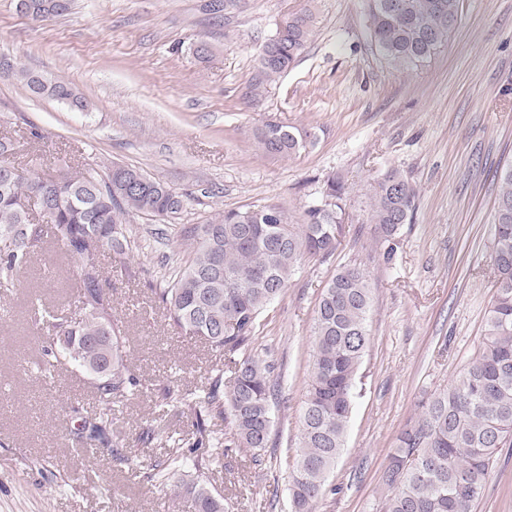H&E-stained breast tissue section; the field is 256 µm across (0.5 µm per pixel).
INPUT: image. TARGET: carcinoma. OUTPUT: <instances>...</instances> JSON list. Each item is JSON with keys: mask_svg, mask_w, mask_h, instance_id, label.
I'll return each mask as SVG.
<instances>
[{"mask_svg": "<svg viewBox=\"0 0 512 512\" xmlns=\"http://www.w3.org/2000/svg\"><path fill=\"white\" fill-rule=\"evenodd\" d=\"M27 11L61 16L71 0H22ZM460 0H367L371 43L396 70H412L431 59L459 19ZM308 10L281 22L260 47L250 97L292 68L313 32ZM12 76L39 97H51L84 110L88 101L66 82L16 64ZM307 128L269 122L255 132L258 147L292 157L311 142ZM143 175L112 164L100 172L59 169L57 179L34 168L0 167V279L9 280L50 238L77 264L83 316L63 321L52 315L46 324L49 347L38 366L49 371L62 361L86 373L108 371L94 379L97 412L82 421L78 444L91 442L112 455V407L127 398L137 379L127 364L125 334L112 319V289L99 262L102 250L120 258L132 251L127 227L133 215L176 219L184 199L159 180L138 190L129 180ZM344 185L331 178L322 206L306 211L302 224L288 223L283 209L271 205L230 208L204 224L184 230L181 244L188 258L173 278L156 291L174 330L195 336L224 352L229 380L218 374L200 398L169 381L159 387L163 401L176 400L180 413L196 419V447L204 448L193 471L182 459L145 463L129 455L122 461L146 478L174 486L191 497L196 512H227L228 504L211 484L210 474L224 448L234 446L261 464L256 450L267 447L274 396L271 367L246 353L261 312L281 297L303 255H329L342 235L340 204ZM416 188L391 169L372 186L369 220L387 242L412 222ZM491 266L496 292L482 346L458 378L422 405L417 423L405 430L383 473L381 512H475L492 476L499 449L512 446V164L500 174L495 207ZM371 308L369 273L354 265L338 269L321 294L313 328V359L304 401L301 441L290 471L292 512H312L323 498L328 474L345 446L358 371L369 347L367 315ZM230 418L229 434L210 429L205 417Z\"/></svg>", "mask_w": 512, "mask_h": 512, "instance_id": "obj_1", "label": "carcinoma"}]
</instances>
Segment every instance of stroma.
<instances>
[{
	"label": "stroma",
	"mask_w": 512,
	"mask_h": 512,
	"mask_svg": "<svg viewBox=\"0 0 512 512\" xmlns=\"http://www.w3.org/2000/svg\"><path fill=\"white\" fill-rule=\"evenodd\" d=\"M73 0L36 22L0 0V58L68 82L88 102L31 95L0 76V137L8 162L141 169L182 195L177 219L131 218L127 260L104 251L112 315L123 325L141 384L113 411L114 438L141 459L178 446L192 461L195 428L156 385L174 380L205 394L224 356L173 331L154 290L180 265L184 226L246 205L282 208L303 223L329 178L346 188L344 231L331 255L304 256L284 294L260 315L247 348L266 363L278 395L270 442L253 466L225 449L213 484L229 512H290L289 471L313 355L320 294L344 265L372 278L370 345L356 380L345 447L314 512H379L382 476L423 398L448 387L474 359L495 294L490 253L498 171L512 161V0H460L440 52L398 71L371 45L365 0ZM311 9L313 34L296 66L251 100L260 46L289 14ZM208 43L207 59L196 58ZM316 134L306 150L265 154V123ZM417 188L412 223L394 242L369 222V188L389 169ZM77 317L73 265L43 244L0 287V512H194L191 498L128 469L74 432L96 404L87 375L68 364L51 377L32 364L45 330L32 309ZM159 440L139 439L146 426ZM476 512H512V447L500 449Z\"/></svg>",
	"instance_id": "stroma-1"
}]
</instances>
